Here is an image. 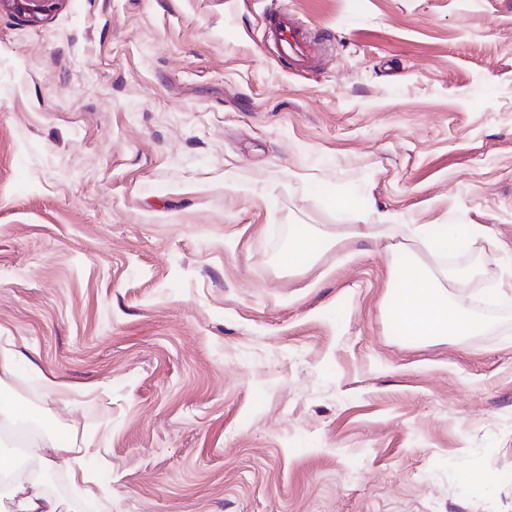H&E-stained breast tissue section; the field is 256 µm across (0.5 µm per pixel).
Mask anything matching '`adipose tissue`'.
<instances>
[{"mask_svg": "<svg viewBox=\"0 0 512 512\" xmlns=\"http://www.w3.org/2000/svg\"><path fill=\"white\" fill-rule=\"evenodd\" d=\"M484 224H411L403 215L382 212L374 224H353L337 231L335 238L305 228L295 229L281 263L291 270L309 267L328 242L344 249L361 239L392 240L389 289L384 299L387 322L397 324L398 336L411 341L435 342L449 336H467L483 330L485 319L455 306L448 294L466 278L448 261L466 248L487 240ZM87 451L74 438L58 441L53 457L41 458L40 468L63 465L79 499L93 502L103 488L84 465ZM0 474L7 482L0 488V512H57L55 501L42 489L31 471L17 469L0 456Z\"/></svg>", "mask_w": 512, "mask_h": 512, "instance_id": "1", "label": "adipose tissue"}]
</instances>
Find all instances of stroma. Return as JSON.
<instances>
[{
	"instance_id": "1",
	"label": "stroma",
	"mask_w": 512,
	"mask_h": 512,
	"mask_svg": "<svg viewBox=\"0 0 512 512\" xmlns=\"http://www.w3.org/2000/svg\"><path fill=\"white\" fill-rule=\"evenodd\" d=\"M289 11L324 42L295 71ZM352 197L329 208L321 192ZM512 248V0H62L0 11V399L111 495L60 512H512V303L404 344L390 256L291 272L281 225L381 212ZM64 388L51 395L42 374ZM492 469L474 493L462 470ZM62 0H1L0 8H8L28 23H38L58 8ZM267 29L278 43L282 54L299 69H312L315 65L317 44L309 30L291 13L270 15Z\"/></svg>"
}]
</instances>
